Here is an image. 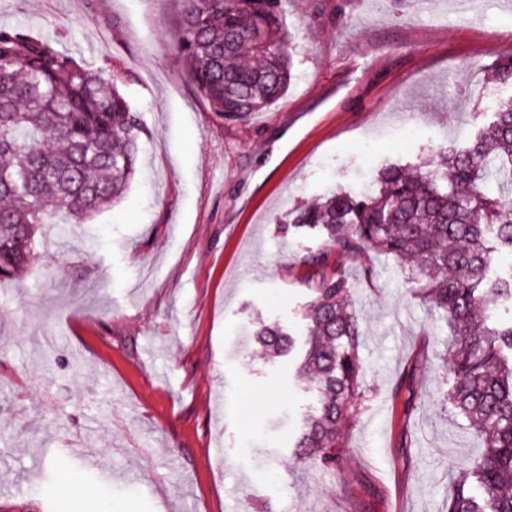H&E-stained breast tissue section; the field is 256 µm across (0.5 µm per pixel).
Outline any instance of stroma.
Listing matches in <instances>:
<instances>
[{
	"instance_id": "obj_1",
	"label": "stroma",
	"mask_w": 512,
	"mask_h": 512,
	"mask_svg": "<svg viewBox=\"0 0 512 512\" xmlns=\"http://www.w3.org/2000/svg\"><path fill=\"white\" fill-rule=\"evenodd\" d=\"M181 0H0L33 30L121 74L139 118L123 199L44 230L0 281V501L18 512H447L480 442L447 399L448 333L391 256L333 260L367 328L364 404L329 475L288 439L314 392L274 375L259 321L303 338L289 211L360 190L389 163L466 143L508 85L512 0H288L294 77L244 120L212 112L174 45ZM418 126L403 151L393 135ZM372 277H364L363 266ZM85 453H77V446Z\"/></svg>"
}]
</instances>
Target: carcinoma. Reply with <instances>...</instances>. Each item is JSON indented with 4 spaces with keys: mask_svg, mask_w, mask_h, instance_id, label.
Instances as JSON below:
<instances>
[{
    "mask_svg": "<svg viewBox=\"0 0 512 512\" xmlns=\"http://www.w3.org/2000/svg\"><path fill=\"white\" fill-rule=\"evenodd\" d=\"M182 2L176 49L212 111L245 120L284 96L293 45L281 0ZM488 79L511 84L512 55ZM119 81L38 33L0 25V281L26 272L41 230L58 215L83 223L125 194L141 126ZM290 216L281 231L317 230L351 259L376 252L415 262V294L448 326V402L482 440L447 512H512V270L491 275L497 254L512 252V96L499 99L468 144L443 147L413 169L386 165L372 192L333 191ZM304 263L315 273L297 377L313 379L316 400L292 448L334 473L350 451L342 425L362 409L365 328L329 252ZM254 336L271 358L295 346L278 322L261 323Z\"/></svg>",
    "mask_w": 512,
    "mask_h": 512,
    "instance_id": "1",
    "label": "carcinoma"
}]
</instances>
